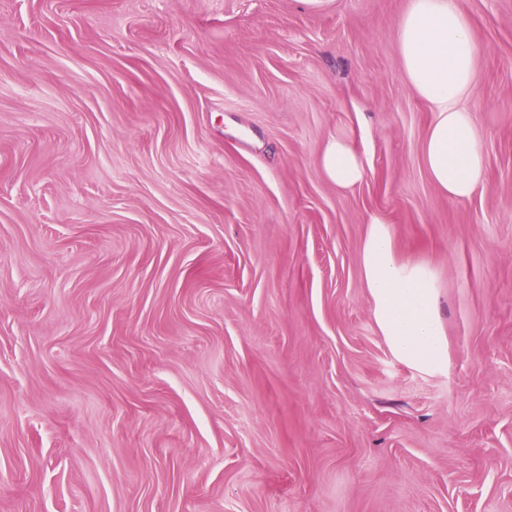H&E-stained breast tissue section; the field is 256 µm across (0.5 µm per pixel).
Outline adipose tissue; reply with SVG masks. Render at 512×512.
<instances>
[{
	"label": "adipose tissue",
	"mask_w": 512,
	"mask_h": 512,
	"mask_svg": "<svg viewBox=\"0 0 512 512\" xmlns=\"http://www.w3.org/2000/svg\"><path fill=\"white\" fill-rule=\"evenodd\" d=\"M397 40L406 83L434 114L424 142L428 173L449 198L470 199L485 182L481 135L465 106L478 84L470 22L454 0H410ZM320 165L341 190L367 175L362 154L345 135L326 142ZM368 222L363 277L381 333L404 363L426 372L444 370L448 344L434 272L399 256L385 217L374 214Z\"/></svg>",
	"instance_id": "obj_1"
}]
</instances>
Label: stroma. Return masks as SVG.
I'll list each match as a JSON object with an SVG mask.
<instances>
[{"label": "stroma", "instance_id": "stroma-1", "mask_svg": "<svg viewBox=\"0 0 512 512\" xmlns=\"http://www.w3.org/2000/svg\"><path fill=\"white\" fill-rule=\"evenodd\" d=\"M408 3L0 0V512H512V0H457L462 202ZM373 214L435 272L443 371L376 324ZM397 40L408 87L434 112L424 142L428 173L449 198L470 199L484 185L485 157L464 105L478 84L469 19L453 0H410ZM320 165L324 174L341 190L359 185L367 175L362 154L346 135H336L326 142Z\"/></svg>", "mask_w": 512, "mask_h": 512}]
</instances>
